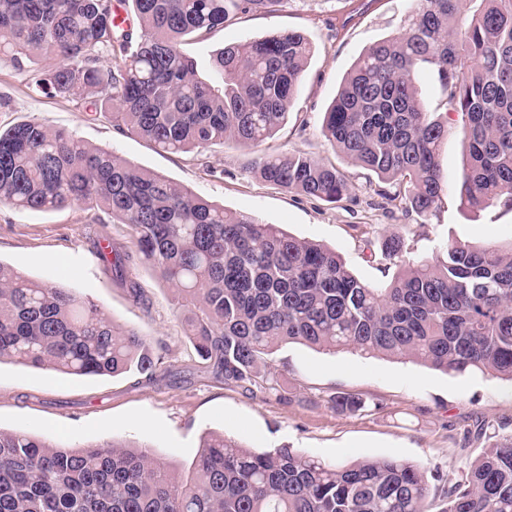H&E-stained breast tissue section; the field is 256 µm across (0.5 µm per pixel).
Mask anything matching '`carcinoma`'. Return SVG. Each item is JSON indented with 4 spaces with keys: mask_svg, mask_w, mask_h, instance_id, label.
<instances>
[{
    "mask_svg": "<svg viewBox=\"0 0 512 512\" xmlns=\"http://www.w3.org/2000/svg\"><path fill=\"white\" fill-rule=\"evenodd\" d=\"M284 0H0V59L86 112L165 152L226 140L262 142L286 123L312 51L288 30L224 46L204 80L181 46L237 13ZM131 6L137 33L114 23ZM121 63L106 66L112 57ZM54 59L40 67V59ZM433 69L445 108L459 116L468 164L459 189L470 210L512 211V0H416L406 30L370 46L323 115L322 134L354 165L407 182L402 208L441 200L448 126L416 83ZM249 171L303 196L336 203L346 177L304 153L257 156ZM0 204L49 211L104 209L131 229L133 247L107 236L94 252L130 295L131 266L150 267L189 313L199 356L249 393L268 381L266 356L283 343L413 359L447 374L512 381V249L444 243L436 257L384 286L359 279L335 251L276 224L224 208L110 151L36 120L0 128ZM404 249L383 237L381 260ZM73 376L154 375L147 340L101 306L0 263V362ZM499 426L461 478L395 457L348 466L291 448L256 452L209 434L179 466L141 446L64 448L0 431V512H512V431Z\"/></svg>",
    "mask_w": 512,
    "mask_h": 512,
    "instance_id": "cac0c4a2",
    "label": "carcinoma"
}]
</instances>
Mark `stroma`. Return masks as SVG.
Listing matches in <instances>:
<instances>
[{
	"mask_svg": "<svg viewBox=\"0 0 512 512\" xmlns=\"http://www.w3.org/2000/svg\"><path fill=\"white\" fill-rule=\"evenodd\" d=\"M412 0H284L272 14L236 16L200 42L186 44L201 75L212 54L226 45L297 30L313 46L287 123L271 138L251 146L229 141L192 154L157 150L138 135L122 132L100 115L82 112L66 99L38 90L27 73L0 61V127L37 119L67 131L185 186L233 211L279 225L286 233L320 243L338 254L358 278L382 284L402 263L434 254L440 244L462 241L478 247L512 245V212L497 207L462 208L465 144L456 113L446 111L431 69L418 87L434 118L451 131L442 146L446 190L437 208L421 217L387 204L406 186L381 182L353 165L321 134L323 112L358 57L374 43L402 32ZM304 152L344 173L348 198L327 203L266 183L247 169L253 156ZM103 231L129 244L128 225L109 216L63 209L19 211L0 206V262L30 279L49 281L101 304L116 325L145 336L163 369L148 382L132 374L72 377L47 368L0 363V430L26 431L70 447L122 442L149 446L157 457L191 463L209 432L224 433L261 452L288 446L340 466L395 456L426 472L459 474L464 462L487 445L476 435L512 422V383L480 373L446 374L408 358L336 353L299 343L270 356L275 375L268 388L246 393L214 375L188 338L174 292L145 267L134 273L143 303L102 267L89 236ZM405 240L401 263L383 266L382 235ZM362 399L358 411L336 410L332 399Z\"/></svg>",
	"mask_w": 512,
	"mask_h": 512,
	"instance_id": "1",
	"label": "stroma"
}]
</instances>
